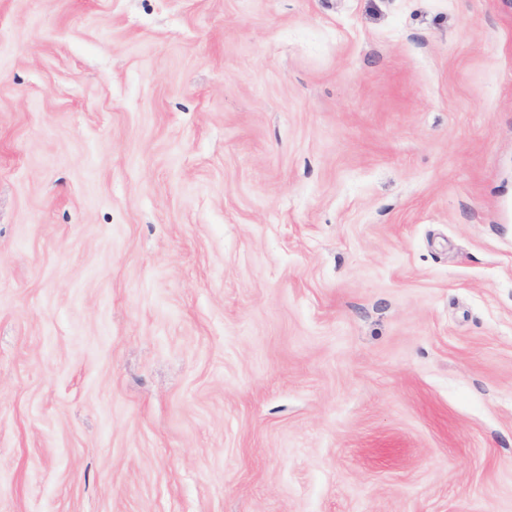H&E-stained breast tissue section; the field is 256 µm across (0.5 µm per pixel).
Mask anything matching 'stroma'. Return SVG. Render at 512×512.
<instances>
[{
  "label": "stroma",
  "mask_w": 512,
  "mask_h": 512,
  "mask_svg": "<svg viewBox=\"0 0 512 512\" xmlns=\"http://www.w3.org/2000/svg\"><path fill=\"white\" fill-rule=\"evenodd\" d=\"M0 512H512V0H0Z\"/></svg>",
  "instance_id": "stroma-1"
}]
</instances>
